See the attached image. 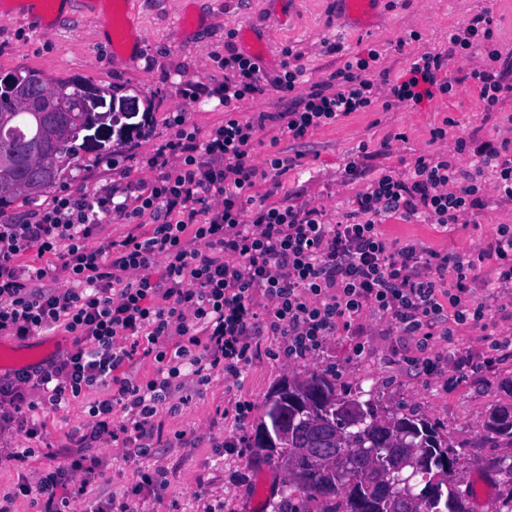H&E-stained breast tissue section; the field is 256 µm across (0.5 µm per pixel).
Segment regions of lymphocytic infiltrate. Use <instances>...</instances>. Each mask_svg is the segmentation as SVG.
Segmentation results:
<instances>
[{"label": "lymphocytic infiltrate", "instance_id": "lymphocytic-infiltrate-1", "mask_svg": "<svg viewBox=\"0 0 512 512\" xmlns=\"http://www.w3.org/2000/svg\"><path fill=\"white\" fill-rule=\"evenodd\" d=\"M285 55L281 75L270 81L282 94V110L241 115L240 104L262 94L268 81L257 59L215 54L214 63L231 77L213 89L187 83L182 93L192 102L217 98L222 123L203 133L175 113L172 135L152 153L132 147L113 156L114 183L89 194L65 188L21 215L0 214V336L24 342L60 329L71 338L49 360L0 377V432L41 436L43 423L28 420L27 410L40 402L55 410L102 391L84 427L68 432L61 447L46 446L51 465L37 481L20 475L13 491L0 496V512H14L21 498L32 512H135L143 492L166 487L165 472L139 471L122 495L92 498L103 476L95 443L109 437L130 458L147 457L149 441L164 437L157 408L177 378L185 372L201 384L218 372L238 378L253 360L256 337H287L289 355L315 357L328 337L360 335L358 321L372 309L425 349L436 331L451 337L458 326L486 318V304L471 293L478 262L495 259L497 284L512 288L511 227H501L468 260L390 240L380 230L383 218L394 215L442 227L459 223L480 209L489 172L501 198L512 201L511 143L460 136L453 154H422L404 171L384 169L341 221L318 206L278 201L281 177L296 158L273 153L263 165L253 162L270 122L301 144L378 105L388 111L446 98L453 83L440 74L445 53L416 55L382 102L368 75L378 50L348 60L301 96L295 89L302 54L289 48ZM470 78L485 112L497 111L512 93L493 65ZM467 153L476 159L469 170L456 162ZM136 168L153 172V179L131 180ZM260 183L261 199L254 193ZM107 220L128 225V232L90 248ZM48 254L58 258L65 285H51L50 268L39 265ZM139 356L153 358L152 377L125 373ZM117 407L127 418L116 425ZM65 487L69 498L58 497Z\"/></svg>", "mask_w": 512, "mask_h": 512}]
</instances>
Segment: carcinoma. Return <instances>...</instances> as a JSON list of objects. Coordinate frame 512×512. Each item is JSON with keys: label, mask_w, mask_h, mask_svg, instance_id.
Wrapping results in <instances>:
<instances>
[{"label": "carcinoma", "mask_w": 512, "mask_h": 512, "mask_svg": "<svg viewBox=\"0 0 512 512\" xmlns=\"http://www.w3.org/2000/svg\"><path fill=\"white\" fill-rule=\"evenodd\" d=\"M106 92L75 78L37 71L0 79V211L20 195L35 199L68 176L79 152L111 154L130 128L103 123L91 100ZM360 390L341 392L314 371L281 381L265 398L251 448H268L288 466L287 507L275 512H472L455 479L457 449L437 423L385 410ZM490 441L512 442L509 408L493 409ZM350 448L345 463L336 451ZM416 451L417 469L396 471Z\"/></svg>", "instance_id": "cac0c4a2"}]
</instances>
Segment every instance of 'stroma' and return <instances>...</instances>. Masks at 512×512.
Returning <instances> with one entry per match:
<instances>
[{
	"label": "stroma",
	"mask_w": 512,
	"mask_h": 512,
	"mask_svg": "<svg viewBox=\"0 0 512 512\" xmlns=\"http://www.w3.org/2000/svg\"><path fill=\"white\" fill-rule=\"evenodd\" d=\"M487 11L494 18V38L469 53L447 59L442 73L456 79L451 98L397 105L390 111L357 112L343 121L316 131L304 146L277 135L270 126L262 133L253 160L262 164L271 151L292 156L302 153L299 166L282 176L280 201L324 207L331 218L349 211L356 194L366 190L372 175L385 167L408 169L422 154L450 152L453 138L512 141V97L492 114H485L478 89L466 76L483 68L489 50H499L498 69L512 82V0H380L372 14L354 27L341 18L336 0H130L128 8L104 0L91 10L70 4L67 10L45 20L23 9L0 17V78L11 73L37 71L50 79L75 77L84 84L112 90L116 99L135 103L138 112L152 113L154 133L140 144L148 153L171 134L167 117L186 113L201 131L224 119L217 99L197 103L184 100L180 87L188 81L216 87L223 71L212 61L213 53L232 42L236 51L260 57L267 79L282 69V50L290 46L303 54L306 72L296 87L307 93L311 86L356 56L376 49L381 53L371 77L381 71L397 75L412 54L443 51L452 31L474 14ZM129 15L137 36L133 53L113 52L110 31L101 14ZM343 50L327 53L331 42ZM451 117L455 127L448 138L432 141L430 131ZM405 140H397V133ZM375 153L370 172L352 177L348 163L360 145ZM112 171L105 159L84 152L71 165L63 185L92 191L111 184ZM484 206L473 224L443 228L416 220L391 219L382 224L385 236L400 242L463 257L476 255L496 236L500 225H512V201L503 200L486 181ZM476 298L491 309L487 322L463 325L453 341L431 340L427 357L438 370L428 375L412 366L419 352L413 341L397 335L387 319L365 311L360 319L364 348L355 351L351 336L331 337L319 357L284 362L274 351L283 337L265 336L253 362L238 380L214 375L209 384L187 389L188 402L176 410L161 406L165 441L150 457L136 465L125 461L120 443L101 441L96 451L105 477L94 488L95 496L117 494L135 482L138 466L162 469L169 484L163 493H144L137 512H273L288 487L287 470L266 452L246 447L262 415V405L272 387L283 378L314 371L336 375L337 390H364L384 409L427 418L440 424L452 442L460 443L457 473L469 480L483 476L490 484L493 502L506 497L507 485L491 470L493 461L512 460V443L483 437L492 408L512 407V345L492 351L495 340L512 342V288L495 287V263L487 260L473 272ZM246 401L252 412L245 422L234 416L235 403ZM89 396L70 401L60 411L34 410L45 422L44 442L59 446L72 428L88 419Z\"/></svg>",
	"instance_id": "stroma-1"
}]
</instances>
